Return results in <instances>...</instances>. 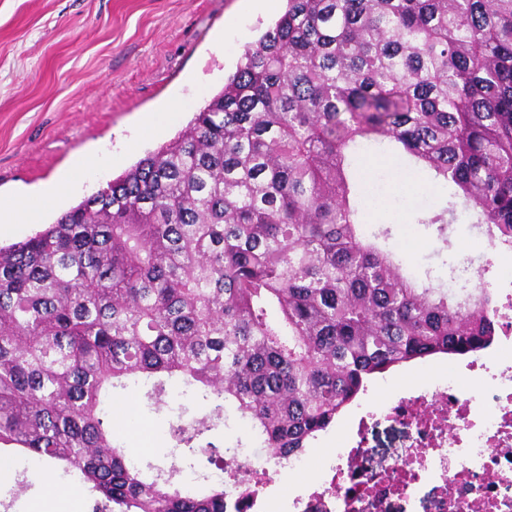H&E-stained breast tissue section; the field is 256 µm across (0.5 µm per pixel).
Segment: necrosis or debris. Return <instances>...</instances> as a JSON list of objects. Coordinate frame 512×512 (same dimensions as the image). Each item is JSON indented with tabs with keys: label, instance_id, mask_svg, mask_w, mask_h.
Masks as SVG:
<instances>
[{
	"label": "necrosis or debris",
	"instance_id": "4bbe7bcc",
	"mask_svg": "<svg viewBox=\"0 0 512 512\" xmlns=\"http://www.w3.org/2000/svg\"><path fill=\"white\" fill-rule=\"evenodd\" d=\"M488 282L498 304L499 345L512 341V262L499 261L483 236H475ZM404 423L410 442L396 451L391 464L371 467L364 434L378 419ZM308 459L258 455L244 448L224 452L215 479L228 495L226 512H385L400 502V512H415L424 486H432L435 512H512V360L494 363L480 352L463 366L446 363L432 382L397 399L361 408L347 447L337 449L317 468L301 494L270 500L267 487L307 469ZM260 471L262 483L235 486L231 470Z\"/></svg>",
	"mask_w": 512,
	"mask_h": 512
}]
</instances>
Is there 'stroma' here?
<instances>
[{
  "label": "stroma",
  "instance_id": "1",
  "mask_svg": "<svg viewBox=\"0 0 512 512\" xmlns=\"http://www.w3.org/2000/svg\"><path fill=\"white\" fill-rule=\"evenodd\" d=\"M285 7L286 0L267 8L258 0H0V200L32 194L59 177L73 155L96 158L39 223L19 227L14 241L54 223L177 136ZM150 112L161 120L147 133L141 119ZM372 221L388 224L393 240L410 239L405 266L436 286L447 285V261L460 259L474 235L468 225H453L446 246L387 206ZM181 405L192 414L199 409L186 395L159 412L138 387L114 391L112 408L131 409L134 418L113 421V433L125 439L137 424L172 419ZM406 437L401 424L375 422L366 432L372 466L387 464ZM173 446L164 434L128 451L158 465L175 458L210 472L204 457Z\"/></svg>",
  "mask_w": 512,
  "mask_h": 512
}]
</instances>
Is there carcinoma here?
Here are the masks:
<instances>
[{"label": "carcinoma", "instance_id": "obj_1", "mask_svg": "<svg viewBox=\"0 0 512 512\" xmlns=\"http://www.w3.org/2000/svg\"><path fill=\"white\" fill-rule=\"evenodd\" d=\"M370 148L446 183L415 211L444 244L464 217L512 251V0H287L176 138L0 247V452L109 512H226L208 475L130 463L112 390H192L209 411L168 435L219 467L198 442L230 414L298 454L374 376L491 347V289L419 280L365 231Z\"/></svg>", "mask_w": 512, "mask_h": 512}]
</instances>
